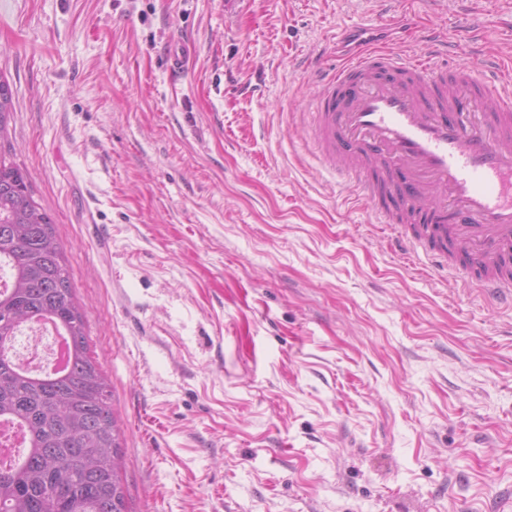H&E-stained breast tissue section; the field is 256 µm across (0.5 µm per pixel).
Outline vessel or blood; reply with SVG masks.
Wrapping results in <instances>:
<instances>
[{
    "label": "vessel or blood",
    "mask_w": 512,
    "mask_h": 512,
    "mask_svg": "<svg viewBox=\"0 0 512 512\" xmlns=\"http://www.w3.org/2000/svg\"><path fill=\"white\" fill-rule=\"evenodd\" d=\"M389 28L376 16L337 32L343 63L319 67L306 114L315 150L366 202L396 199L376 211L391 243L439 271L466 257L489 303L512 309V68L491 55L451 70L437 32L402 53Z\"/></svg>",
    "instance_id": "1"
}]
</instances>
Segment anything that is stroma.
Segmentation results:
<instances>
[{"label":"stroma","instance_id":"35a3bbf8","mask_svg":"<svg viewBox=\"0 0 512 512\" xmlns=\"http://www.w3.org/2000/svg\"><path fill=\"white\" fill-rule=\"evenodd\" d=\"M381 0H0L8 137L54 220L133 512H504L512 309L420 270L298 115ZM449 65L512 0H413ZM190 72L166 63L173 38Z\"/></svg>","mask_w":512,"mask_h":512}]
</instances>
